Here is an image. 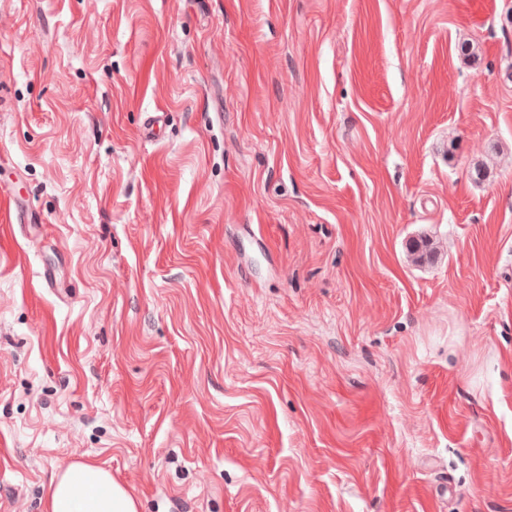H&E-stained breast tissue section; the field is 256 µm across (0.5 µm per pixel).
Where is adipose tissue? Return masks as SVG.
Returning a JSON list of instances; mask_svg holds the SVG:
<instances>
[{"label":"adipose tissue","mask_w":512,"mask_h":512,"mask_svg":"<svg viewBox=\"0 0 512 512\" xmlns=\"http://www.w3.org/2000/svg\"><path fill=\"white\" fill-rule=\"evenodd\" d=\"M46 512H138V504L111 471L83 462L67 465L51 479Z\"/></svg>","instance_id":"1"}]
</instances>
